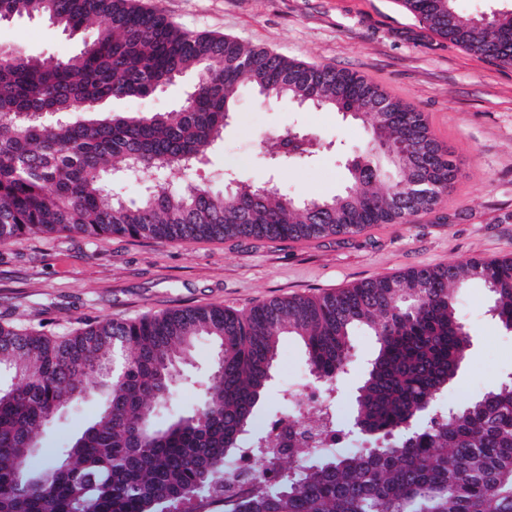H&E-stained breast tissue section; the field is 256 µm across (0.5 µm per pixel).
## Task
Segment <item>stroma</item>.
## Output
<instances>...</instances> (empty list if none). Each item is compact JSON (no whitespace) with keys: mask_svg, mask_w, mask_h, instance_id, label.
Instances as JSON below:
<instances>
[{"mask_svg":"<svg viewBox=\"0 0 512 512\" xmlns=\"http://www.w3.org/2000/svg\"><path fill=\"white\" fill-rule=\"evenodd\" d=\"M140 2L190 31L357 72L424 115L433 138L451 153L457 177L432 209L338 238L162 243L118 235L22 236L0 246V323L62 335L101 319L210 305L246 311L414 267L512 258V66L441 39L399 0ZM93 34L88 28L71 37L46 20L21 18L0 22V47L18 45L41 58L73 56ZM288 128L315 137L317 151L302 165L269 167L259 133ZM366 142L363 125L341 113L302 110L284 100L263 104L245 86L202 168L218 190L230 170L252 181L273 180L292 196L326 197L343 190L344 162ZM456 295L471 346L458 377L439 397L443 405L478 396L512 372V333L492 318L483 283L471 281ZM376 350L375 336L356 332L351 364L336 380V403L346 413L355 411L357 388ZM212 357L209 343L196 346L177 387L180 410L197 399ZM306 369L302 345L283 337L262 414L280 411L283 382ZM96 411L95 402L83 403L41 432L39 463L80 433Z\"/></svg>","mask_w":512,"mask_h":512,"instance_id":"1","label":"stroma"}]
</instances>
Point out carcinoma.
I'll list each match as a JSON object with an SVG mask.
<instances>
[{
  "instance_id": "cac0c4a2",
  "label": "carcinoma",
  "mask_w": 512,
  "mask_h": 512,
  "mask_svg": "<svg viewBox=\"0 0 512 512\" xmlns=\"http://www.w3.org/2000/svg\"><path fill=\"white\" fill-rule=\"evenodd\" d=\"M437 35L512 66V25H478L450 3L402 0ZM44 18L75 36H95L70 58L0 50V245L61 231L177 242L198 238L288 240L342 237L366 224L405 220L390 206L409 177L412 141L430 155L423 176L447 192L449 153L423 115L362 76L330 64L289 60L228 36L184 30L135 0H0V20ZM196 73L192 92L167 112L106 109L142 99ZM249 82L264 100L360 112L368 142L348 171L349 206L323 224L309 202L273 192L250 210L246 181L216 192L192 177ZM388 101L380 122L374 102ZM282 167L305 162L289 133L273 137ZM179 171L185 184L169 187ZM146 191L124 199L113 173ZM479 279L490 311L512 330V258H472L412 268L320 296L228 307H186L162 315L88 324L65 335L0 323V512H179L220 481L224 459L267 440L251 431L280 352L303 344L312 376L333 380L351 336L368 329L378 350L356 397L358 432L373 446L292 468L275 488L231 512H512V372L483 395L438 405L458 375L471 337L456 319L453 288ZM215 345L216 376L191 410H174L175 366L196 342ZM94 398L92 422L43 468L29 464L40 433L67 407Z\"/></svg>"
}]
</instances>
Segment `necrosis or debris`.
<instances>
[{
  "label": "necrosis or debris",
  "mask_w": 512,
  "mask_h": 512,
  "mask_svg": "<svg viewBox=\"0 0 512 512\" xmlns=\"http://www.w3.org/2000/svg\"><path fill=\"white\" fill-rule=\"evenodd\" d=\"M331 389L328 383L295 386L289 393L294 406L293 415L258 422L257 431L267 437L271 457H287L284 437L291 430L306 433L305 446L313 456L334 448L363 447L362 438L348 429L345 420L333 406ZM270 459L264 460L247 452L226 459L223 492L211 489L203 492L195 502L194 512H225L230 500L252 491L256 483L274 487L277 470Z\"/></svg>",
  "instance_id": "necrosis-or-debris-1"
}]
</instances>
